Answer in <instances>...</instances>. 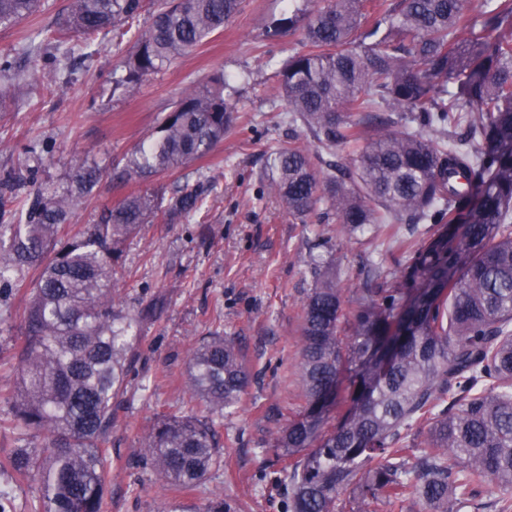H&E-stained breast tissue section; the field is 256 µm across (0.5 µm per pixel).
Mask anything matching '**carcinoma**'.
Returning <instances> with one entry per match:
<instances>
[{
    "instance_id": "1",
    "label": "carcinoma",
    "mask_w": 512,
    "mask_h": 512,
    "mask_svg": "<svg viewBox=\"0 0 512 512\" xmlns=\"http://www.w3.org/2000/svg\"><path fill=\"white\" fill-rule=\"evenodd\" d=\"M152 22L124 62L136 84L192 52L224 27L241 0H72L42 42L55 65L73 34L97 35L140 14ZM268 31L302 23L305 51L280 69L293 140L270 163L271 185L300 221L320 208L351 238L376 224H430L405 246L408 260L374 269L344 311L335 259L310 257L313 286L302 305L298 381L302 405L272 445L283 462L275 485L284 512H470L482 489L512 512V0H395L371 14L367 0H323ZM39 0H0V26L33 14ZM29 78L0 54V107ZM223 76L182 95L123 175L147 181L204 156L234 120ZM341 146L346 163L321 151ZM99 178L84 164L50 195L0 175V204L17 202L16 224H0V293L25 286L24 322L10 359L16 371L13 429L42 433L19 448L12 472L35 480L33 512H103L105 448L131 368L132 329L156 307L125 314L112 284L119 245L163 212L197 208L204 188L181 189L161 208L147 194L101 210L79 239L60 230ZM186 386L205 415L160 418L142 439L157 476L191 491L224 467V409L247 384L231 336L205 337L187 356ZM205 512H248L217 496Z\"/></svg>"
}]
</instances>
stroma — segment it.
<instances>
[{
  "label": "stroma",
  "instance_id": "stroma-1",
  "mask_svg": "<svg viewBox=\"0 0 512 512\" xmlns=\"http://www.w3.org/2000/svg\"><path fill=\"white\" fill-rule=\"evenodd\" d=\"M71 0H40L36 13L0 27V53L34 71L32 85L0 109V170L14 169L40 188L64 187L75 164L88 161L101 179L65 226L72 238L95 223L103 206L149 193L169 201L184 185L208 187L200 209L174 221L155 218L120 246L117 303L136 313L162 305L141 324L135 360L118 399L106 443L112 470L104 512H202L218 494L248 502L250 512H282L272 487L277 469L271 450L285 416L302 403L297 330L311 285L310 255L331 254L344 298L365 287L367 272L391 266L388 232L337 238L335 215L300 223L270 192L271 155L288 139L314 148L308 134L289 129L278 71L300 34L268 40L269 23L286 13L284 0H242L239 14L193 52L165 63L138 84L122 83L124 61L137 34L150 24L142 13L124 28L88 41L71 59L73 76L57 88L49 61L25 58L21 49L41 29L63 22ZM221 73L236 89L234 127L206 156L147 182L122 176L125 160L169 112L174 101ZM25 294L0 297V463L20 440L8 427L16 375L8 361L20 331ZM235 337L250 377L240 402L224 412V467L196 491L183 494L157 479L141 460V441L158 417L204 414L185 388L186 358L202 337Z\"/></svg>",
  "mask_w": 512,
  "mask_h": 512
}]
</instances>
